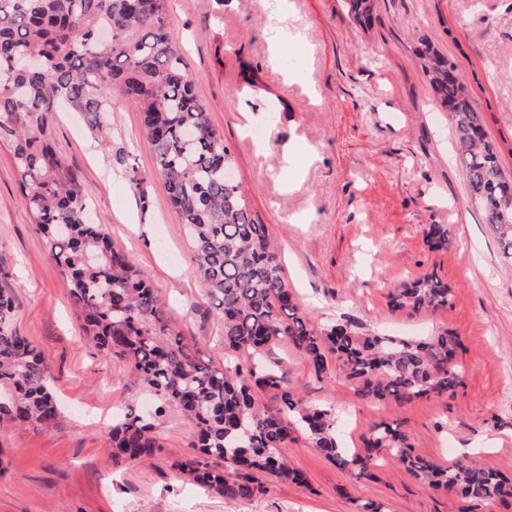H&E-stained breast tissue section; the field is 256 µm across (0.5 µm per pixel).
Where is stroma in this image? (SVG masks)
I'll list each match as a JSON object with an SVG mask.
<instances>
[{"label": "stroma", "instance_id": "1", "mask_svg": "<svg viewBox=\"0 0 512 512\" xmlns=\"http://www.w3.org/2000/svg\"><path fill=\"white\" fill-rule=\"evenodd\" d=\"M346 3L288 0L302 60L291 73L274 57L270 0H171L168 21L252 210L279 241L283 275L309 321L319 328L344 314L365 331H451L462 344L465 388L395 411L356 397L338 368L315 376L287 342L269 357L297 394L334 409L347 447H361L373 425L397 418L419 455L445 464L473 453L510 476L512 268L468 204L451 117L415 48L428 38L456 62L511 173L512 0H379L368 29L353 22ZM245 65L258 75L249 91L240 78ZM280 98L286 111L274 109ZM102 126L97 133L80 113L56 115L57 147L82 176L93 220L157 289L190 353L222 365V322L138 112L113 96ZM115 146L128 150L126 166L116 164ZM134 176L142 191L131 186ZM19 181L0 144V289L14 301L17 329L44 355L62 417L47 431L0 421V512H355L357 497L381 502L384 512H512V499L468 503L388 460L373 480L355 482L300 432L286 453L305 484L275 482L266 496L230 501L171 468L189 455L194 432L175 410L155 422L162 449L150 463L114 465L113 422L128 407H151L155 396L134 382L126 360L82 335L69 284L30 222ZM428 224L447 225L446 251L428 250ZM429 271L452 287L448 308L389 315L390 287Z\"/></svg>", "mask_w": 512, "mask_h": 512}]
</instances>
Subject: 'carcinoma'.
I'll use <instances>...</instances> for the list:
<instances>
[{
	"instance_id": "1",
	"label": "carcinoma",
	"mask_w": 512,
	"mask_h": 512,
	"mask_svg": "<svg viewBox=\"0 0 512 512\" xmlns=\"http://www.w3.org/2000/svg\"><path fill=\"white\" fill-rule=\"evenodd\" d=\"M376 9L377 0H348L364 27ZM417 55L436 102L451 116L469 201L512 266V178L500 149L456 64L426 38ZM114 89L139 112L169 202L190 230L193 262L224 325L222 366L189 354L158 292L113 247L104 225L87 220L85 185L54 146L57 112H81L100 132ZM1 141L9 144L31 223L70 285L84 334L130 364L157 397L155 416L176 409L194 425V454L173 459L172 468L226 499L259 498L269 488L257 471L304 483L284 452L297 430L360 480L374 479L380 459L389 458L434 490L470 501L512 499V477L473 457L443 467L416 454L398 419L374 425L361 448L343 446L332 410L304 402L267 359L286 340L319 378L333 355L355 395L393 409L424 396L452 398L465 386L461 343L448 331L425 338L360 332L344 316L318 329L299 311L268 225L226 180L233 155L195 95L169 31L168 0H0ZM423 235L430 250H448V225L428 224ZM451 296L431 271L391 286L387 311L434 312ZM47 375L41 352L14 325L12 297L0 289V421L54 426L60 411ZM258 391L276 405L256 404ZM153 429L151 418L129 407L112 427L113 464L153 459L160 448Z\"/></svg>"
}]
</instances>
